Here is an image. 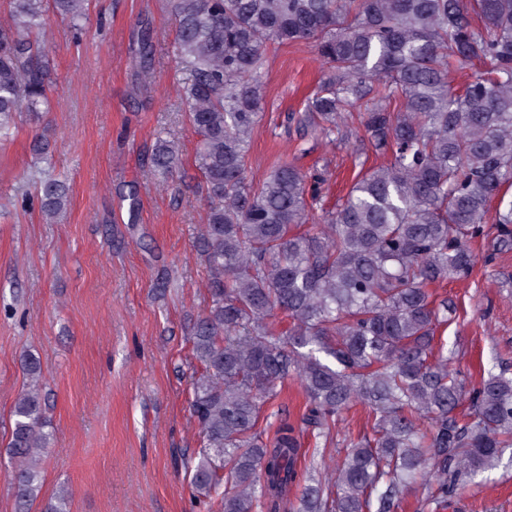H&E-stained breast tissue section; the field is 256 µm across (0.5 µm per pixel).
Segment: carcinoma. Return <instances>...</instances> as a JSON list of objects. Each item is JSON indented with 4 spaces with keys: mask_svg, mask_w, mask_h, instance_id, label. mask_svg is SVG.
I'll use <instances>...</instances> for the list:
<instances>
[{
    "mask_svg": "<svg viewBox=\"0 0 512 512\" xmlns=\"http://www.w3.org/2000/svg\"><path fill=\"white\" fill-rule=\"evenodd\" d=\"M83 36L86 0H51ZM190 125L200 136L204 224L197 248L211 304L192 329L202 373L192 416L202 435L187 466L191 488L220 512H400L448 507L457 486L512 449V375L488 372L465 390L434 352L448 303L430 287L467 276L490 203L512 187V0H167ZM46 0H10L0 25V140L18 113L45 112L49 62L30 34L48 25ZM313 45L326 77L293 117L301 136L328 146L366 142L388 162L359 176L345 200L307 231L319 191L288 163L259 186L248 179L251 134L263 116L264 53L271 43ZM144 31L137 65L151 68ZM478 63L459 95L458 64ZM365 105L360 129L345 110ZM179 149L159 137L149 171L168 178ZM69 198L46 178L23 207L53 220ZM499 247H512V200L500 198ZM28 385L15 402L7 456L18 512L40 490L49 451L40 361L22 360ZM299 380L296 422L272 438L257 426L278 387ZM468 401L464 418L456 410ZM360 405L372 433L349 444L336 474L308 475L298 498L300 437L327 442L336 419Z\"/></svg>",
    "mask_w": 512,
    "mask_h": 512,
    "instance_id": "carcinoma-1",
    "label": "carcinoma"
}]
</instances>
